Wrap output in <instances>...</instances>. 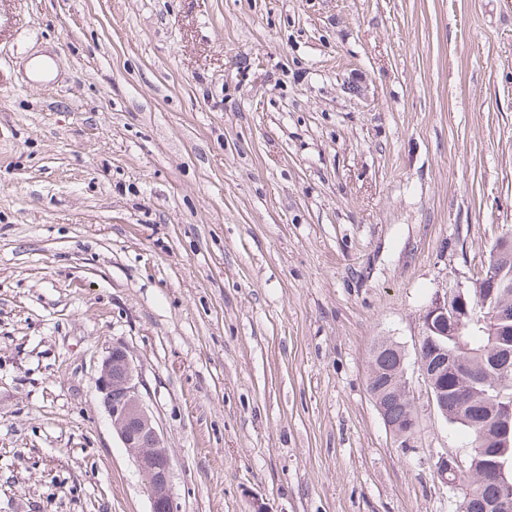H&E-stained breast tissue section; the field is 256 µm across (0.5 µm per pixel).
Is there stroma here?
Segmentation results:
<instances>
[{
	"instance_id": "1",
	"label": "stroma",
	"mask_w": 512,
	"mask_h": 512,
	"mask_svg": "<svg viewBox=\"0 0 512 512\" xmlns=\"http://www.w3.org/2000/svg\"><path fill=\"white\" fill-rule=\"evenodd\" d=\"M510 228L512 0H0V512H150L116 343L177 512H458L421 315ZM391 344L392 343H388L386 339H380L374 345L370 359V366H372L373 363L374 366L372 367L373 371L370 370L369 372L368 383L369 385L372 383L374 372L373 389L377 391L379 397H381V405L384 409V415L387 421L389 424L394 425L395 428L399 427L404 422L402 427L398 431L392 430V428L387 425L381 408L374 400L376 407L400 447L407 448L412 446L418 421L414 412L413 402L410 399L409 386L406 379V367L404 366V354L401 347L394 342V345H396L401 352V358V355L390 347ZM401 359L403 361L404 372L402 382L396 389L397 394L400 395L398 396L394 393L392 386L401 371ZM142 382L130 352L122 344H114L99 368L95 379L97 390L112 429L143 477L150 512H175L171 459L140 389Z\"/></svg>"
}]
</instances>
